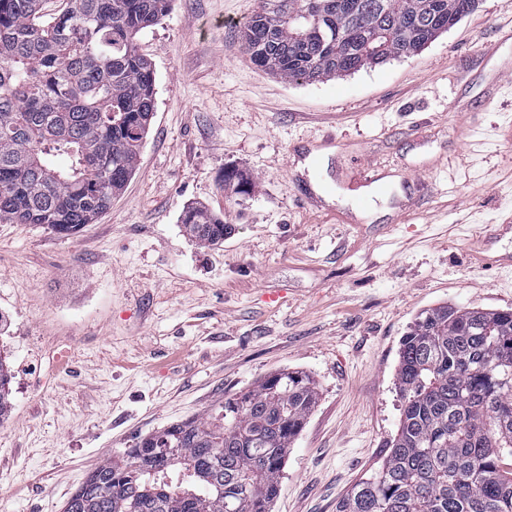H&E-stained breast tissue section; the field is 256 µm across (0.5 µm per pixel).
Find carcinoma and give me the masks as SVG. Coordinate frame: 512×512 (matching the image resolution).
Returning <instances> with one entry per match:
<instances>
[{"label":"carcinoma","instance_id":"1","mask_svg":"<svg viewBox=\"0 0 512 512\" xmlns=\"http://www.w3.org/2000/svg\"><path fill=\"white\" fill-rule=\"evenodd\" d=\"M0 0V223L72 235L112 205L134 172L155 108V75L137 34L170 0ZM241 46L258 67L313 82L407 58L478 0H258ZM224 170V188L249 191ZM201 245L224 218L186 207ZM0 356V418L11 407ZM400 425L381 466L336 512H512V311L442 306L403 336ZM317 400L299 371L269 375L210 413L112 455L63 512H271L288 452Z\"/></svg>","mask_w":512,"mask_h":512}]
</instances>
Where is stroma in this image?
Listing matches in <instances>:
<instances>
[{"mask_svg":"<svg viewBox=\"0 0 512 512\" xmlns=\"http://www.w3.org/2000/svg\"><path fill=\"white\" fill-rule=\"evenodd\" d=\"M258 0H172L138 35L156 80L134 175L65 236L0 223V512H63L87 474L285 369L318 400L272 512H335L389 452L400 343L440 305L512 309V264L470 240L512 222V27L503 0L407 58L319 82L251 63ZM385 188L356 185L352 156ZM250 191H225V169ZM221 214L188 238V204ZM180 222L185 234L201 245H213L224 241V218L197 206L186 207ZM504 233H512L511 224H496L491 226L490 229L481 238L479 247L474 251V258L481 264L487 265L489 267L500 266L501 263H499V260L490 255L486 246L491 239Z\"/></svg>","mask_w":512,"mask_h":512,"instance_id":"1","label":"stroma"}]
</instances>
